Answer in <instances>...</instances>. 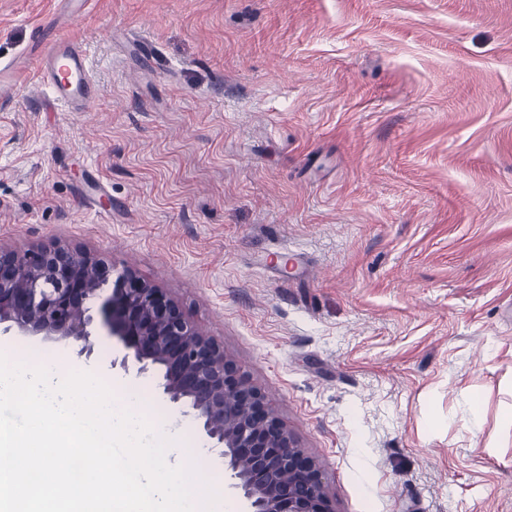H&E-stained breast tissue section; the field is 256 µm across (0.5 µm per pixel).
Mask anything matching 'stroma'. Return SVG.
I'll return each instance as SVG.
<instances>
[{
  "label": "stroma",
  "mask_w": 512,
  "mask_h": 512,
  "mask_svg": "<svg viewBox=\"0 0 512 512\" xmlns=\"http://www.w3.org/2000/svg\"><path fill=\"white\" fill-rule=\"evenodd\" d=\"M54 10L0 0V59ZM59 32L98 97L0 110V246L66 244L161 288L335 512H512V0H91ZM91 341L0 331L176 420L222 512H247L161 370L101 325Z\"/></svg>",
  "instance_id": "35a3bbf8"
}]
</instances>
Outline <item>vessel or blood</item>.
I'll list each match as a JSON object with an SVG mask.
<instances>
[{
  "label": "vessel or blood",
  "instance_id": "vessel-or-blood-1",
  "mask_svg": "<svg viewBox=\"0 0 512 512\" xmlns=\"http://www.w3.org/2000/svg\"><path fill=\"white\" fill-rule=\"evenodd\" d=\"M35 76L54 104L69 112H83L97 97V84L89 60L77 40L40 38ZM20 62L0 64V106L9 105L21 92Z\"/></svg>",
  "mask_w": 512,
  "mask_h": 512
}]
</instances>
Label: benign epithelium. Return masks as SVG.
<instances>
[{
	"label": "benign epithelium",
	"mask_w": 512,
	"mask_h": 512,
	"mask_svg": "<svg viewBox=\"0 0 512 512\" xmlns=\"http://www.w3.org/2000/svg\"><path fill=\"white\" fill-rule=\"evenodd\" d=\"M95 305L101 324L130 351L124 358L142 371L160 367L169 400L188 403L222 446L233 487L251 512H335L319 468L264 393L161 289L80 249L0 248V325L80 342L89 355Z\"/></svg>",
	"instance_id": "1"
}]
</instances>
